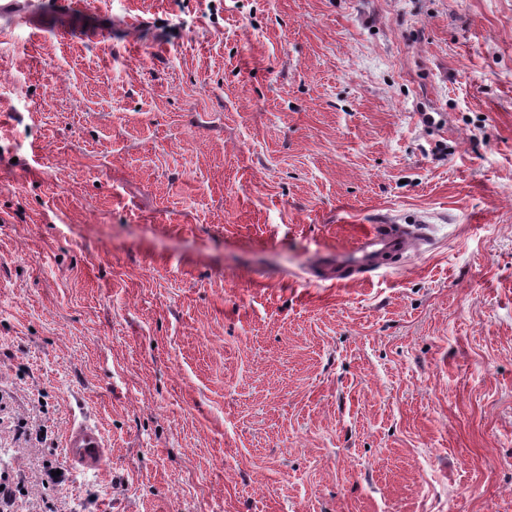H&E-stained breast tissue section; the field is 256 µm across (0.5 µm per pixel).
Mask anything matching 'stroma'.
<instances>
[{"label": "stroma", "mask_w": 512, "mask_h": 512, "mask_svg": "<svg viewBox=\"0 0 512 512\" xmlns=\"http://www.w3.org/2000/svg\"><path fill=\"white\" fill-rule=\"evenodd\" d=\"M41 2L0 21L14 512H512V0ZM381 214L420 254L329 279ZM65 447V458L74 472L101 474L110 464L108 445L96 425L74 422L66 435Z\"/></svg>", "instance_id": "35a3bbf8"}]
</instances>
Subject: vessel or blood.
<instances>
[{"mask_svg": "<svg viewBox=\"0 0 512 512\" xmlns=\"http://www.w3.org/2000/svg\"><path fill=\"white\" fill-rule=\"evenodd\" d=\"M414 231L408 226L379 218L346 253L337 256L336 280L346 283L367 278L385 260L402 257L413 248ZM65 458L76 472L103 473L110 464L107 443L98 426L78 422L72 424L65 439Z\"/></svg>", "mask_w": 512, "mask_h": 512, "instance_id": "b4317fda", "label": "vessel or blood"}]
</instances>
